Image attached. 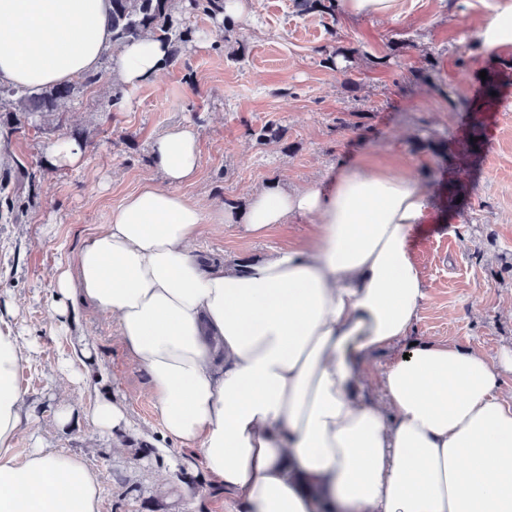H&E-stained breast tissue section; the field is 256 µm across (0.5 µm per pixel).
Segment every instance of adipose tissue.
<instances>
[{
  "label": "adipose tissue",
  "instance_id": "obj_1",
  "mask_svg": "<svg viewBox=\"0 0 512 512\" xmlns=\"http://www.w3.org/2000/svg\"><path fill=\"white\" fill-rule=\"evenodd\" d=\"M111 0H0V85L37 90L96 72L112 48ZM483 54L512 47V4L482 20ZM121 86L168 63L146 36L112 48ZM163 185H144L58 263L49 307L71 354L55 368V423L91 352L73 335L79 306L107 314L145 371L162 437L196 449L224 488V512H512V401L497 361L411 331L426 299L409 238L430 201L414 179L360 167L329 189L252 195L244 212L184 195L197 136L174 127L151 146ZM291 218L314 239L259 261L206 264L193 246L213 224L259 237ZM20 308H0V512H100L98 472L47 448L20 385L35 344ZM392 358L372 371L375 354ZM98 438L120 441L124 404L96 398Z\"/></svg>",
  "mask_w": 512,
  "mask_h": 512
}]
</instances>
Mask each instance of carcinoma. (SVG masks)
I'll return each instance as SVG.
<instances>
[{
	"mask_svg": "<svg viewBox=\"0 0 512 512\" xmlns=\"http://www.w3.org/2000/svg\"><path fill=\"white\" fill-rule=\"evenodd\" d=\"M221 0H188L183 10L214 18ZM177 0H112L108 25L112 30V47L116 48L147 34L169 47L170 61L178 60L182 46L196 39L201 29L183 25L176 15ZM302 12L318 9L325 14L335 12V0H297ZM98 75L84 74L80 82H67L42 88L23 90L0 87V108L17 105L24 114L57 112L71 101L80 88L93 85Z\"/></svg>",
	"mask_w": 512,
	"mask_h": 512,
	"instance_id": "obj_1",
	"label": "carcinoma"
}]
</instances>
